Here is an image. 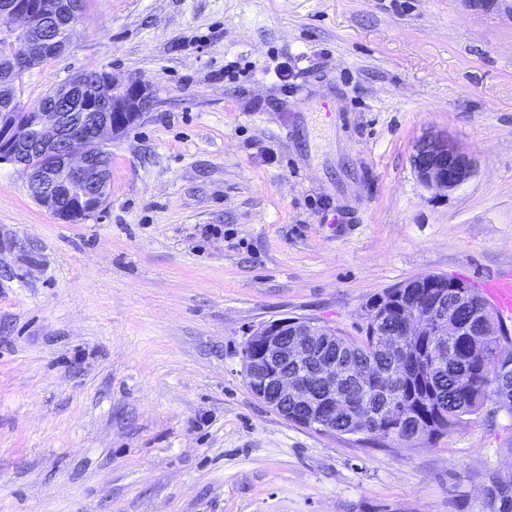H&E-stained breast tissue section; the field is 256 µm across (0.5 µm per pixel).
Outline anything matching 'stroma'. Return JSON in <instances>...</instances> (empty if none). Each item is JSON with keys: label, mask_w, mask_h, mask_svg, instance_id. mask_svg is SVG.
<instances>
[{"label": "stroma", "mask_w": 512, "mask_h": 512, "mask_svg": "<svg viewBox=\"0 0 512 512\" xmlns=\"http://www.w3.org/2000/svg\"><path fill=\"white\" fill-rule=\"evenodd\" d=\"M139 77L105 206L74 224L0 166V512H489L494 402L432 443L296 425L242 370L246 327L356 340L420 275L512 270V0H89L23 77ZM429 130L477 163L451 193ZM410 164L424 187L446 193L458 189L476 172L475 158L448 134L435 131L414 142Z\"/></svg>", "instance_id": "1"}]
</instances>
